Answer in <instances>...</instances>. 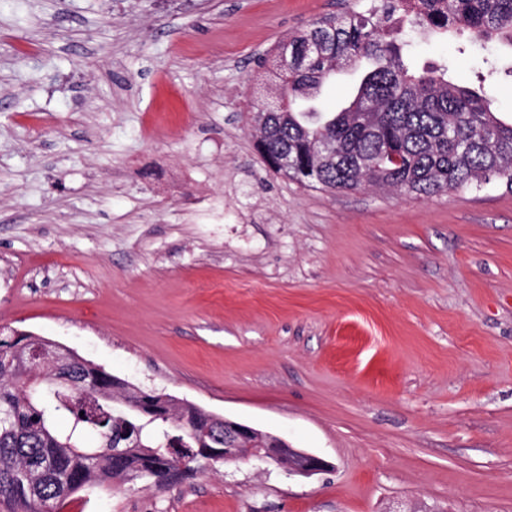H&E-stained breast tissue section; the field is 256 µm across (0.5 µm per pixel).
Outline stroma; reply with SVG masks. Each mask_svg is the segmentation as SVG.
<instances>
[{"label":"stroma","instance_id":"obj_1","mask_svg":"<svg viewBox=\"0 0 512 512\" xmlns=\"http://www.w3.org/2000/svg\"><path fill=\"white\" fill-rule=\"evenodd\" d=\"M366 0H0V326L328 462L60 512H512V192L275 173L268 51ZM512 119V51L402 35Z\"/></svg>","mask_w":512,"mask_h":512}]
</instances>
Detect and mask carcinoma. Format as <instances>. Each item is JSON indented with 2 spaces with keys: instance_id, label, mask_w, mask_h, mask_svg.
I'll return each instance as SVG.
<instances>
[{
  "instance_id": "carcinoma-1",
  "label": "carcinoma",
  "mask_w": 512,
  "mask_h": 512,
  "mask_svg": "<svg viewBox=\"0 0 512 512\" xmlns=\"http://www.w3.org/2000/svg\"><path fill=\"white\" fill-rule=\"evenodd\" d=\"M428 38L462 32L512 47V0H370L317 18L271 49L279 94L254 111L258 147L276 173L327 191L366 186L416 198L488 185L512 192V122L489 98L448 79L445 66L410 67L404 26ZM367 63L349 104L304 112L336 73ZM0 328V512H58L94 485L148 482L164 468L193 472L191 450L219 435L144 415L136 389L47 338ZM68 428L56 427L58 420ZM125 449L120 462L112 449Z\"/></svg>"
}]
</instances>
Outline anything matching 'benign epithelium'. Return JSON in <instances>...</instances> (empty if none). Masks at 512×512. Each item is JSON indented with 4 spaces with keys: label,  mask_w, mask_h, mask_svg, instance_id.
<instances>
[{
    "label": "benign epithelium",
    "mask_w": 512,
    "mask_h": 512,
    "mask_svg": "<svg viewBox=\"0 0 512 512\" xmlns=\"http://www.w3.org/2000/svg\"><path fill=\"white\" fill-rule=\"evenodd\" d=\"M207 424L220 429L224 435L221 446L195 450V458L207 465L255 461L274 464L290 475L305 477L330 468L325 459L293 448L285 439L259 432L247 424L213 414L207 415Z\"/></svg>",
    "instance_id": "7a95c632"
}]
</instances>
